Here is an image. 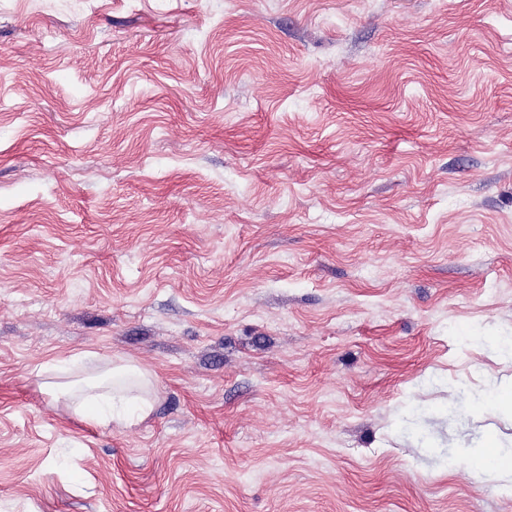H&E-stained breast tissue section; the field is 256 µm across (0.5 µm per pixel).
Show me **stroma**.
Segmentation results:
<instances>
[{
    "label": "stroma",
    "mask_w": 512,
    "mask_h": 512,
    "mask_svg": "<svg viewBox=\"0 0 512 512\" xmlns=\"http://www.w3.org/2000/svg\"><path fill=\"white\" fill-rule=\"evenodd\" d=\"M510 393L512 0H0V512H512ZM493 451L489 450L480 456H463L461 464L467 465L477 473H494L495 476L511 488L512 463L498 464L493 462Z\"/></svg>",
    "instance_id": "stroma-1"
}]
</instances>
